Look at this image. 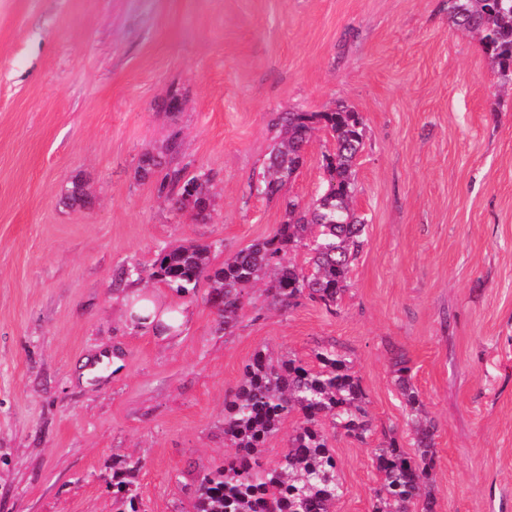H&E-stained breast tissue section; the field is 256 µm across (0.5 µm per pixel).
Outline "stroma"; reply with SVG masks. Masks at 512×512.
<instances>
[{
  "mask_svg": "<svg viewBox=\"0 0 512 512\" xmlns=\"http://www.w3.org/2000/svg\"><path fill=\"white\" fill-rule=\"evenodd\" d=\"M177 96L181 106L168 112ZM363 122L354 209L365 244L335 312L283 310L257 284L233 328L207 283L166 336L132 328L118 275L164 246L214 264L312 204L334 140L318 130L282 191L250 187L279 112ZM176 152H168L170 142ZM208 174L211 217L176 210L145 155ZM91 197L68 208L74 179ZM347 352L373 433L336 434L334 512H371L373 451L410 441L391 357L434 421V512H512V91L448 0H0V512H115L129 461L139 512H194L221 465L224 405L256 350ZM119 350L81 383L85 358Z\"/></svg>",
  "mask_w": 512,
  "mask_h": 512,
  "instance_id": "stroma-1",
  "label": "stroma"
}]
</instances>
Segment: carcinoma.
Wrapping results in <instances>:
<instances>
[{
	"label": "carcinoma",
	"instance_id": "obj_1",
	"mask_svg": "<svg viewBox=\"0 0 512 512\" xmlns=\"http://www.w3.org/2000/svg\"><path fill=\"white\" fill-rule=\"evenodd\" d=\"M448 18L477 36L499 78L512 84V0H448ZM271 126L279 142L270 154L266 179L252 186L261 195H275L299 170L315 130L325 129L335 139L334 152L325 156L329 180L312 206L288 199L287 222L271 237L224 258L220 266L213 264L210 247L191 243L161 249L150 273L183 297L195 295L200 281H209L210 302L224 318L226 330L237 321L251 288L262 280L272 302L282 308L308 298L332 309L348 290L351 266L364 244L365 223L353 207L352 167L364 137L358 114L344 107L281 112ZM208 183L174 169L160 187L170 185L176 208L205 222L212 207ZM87 198L83 185L73 181L64 204L82 207ZM301 247L309 255L306 267L288 259L290 251ZM315 359L316 368L296 358L275 360L261 350L254 353L224 408V440L236 453L200 479L196 512H331L342 485L329 431L341 430L363 441L372 424L346 355L331 345L318 350ZM392 367L413 415L414 451H405L394 436L375 448L380 481L372 512H433L434 498L424 490L432 480L436 429L416 419L422 403L405 355L394 354ZM293 412L299 413V420L288 434V448L278 463L268 465L261 448Z\"/></svg>",
	"mask_w": 512,
	"mask_h": 512
}]
</instances>
